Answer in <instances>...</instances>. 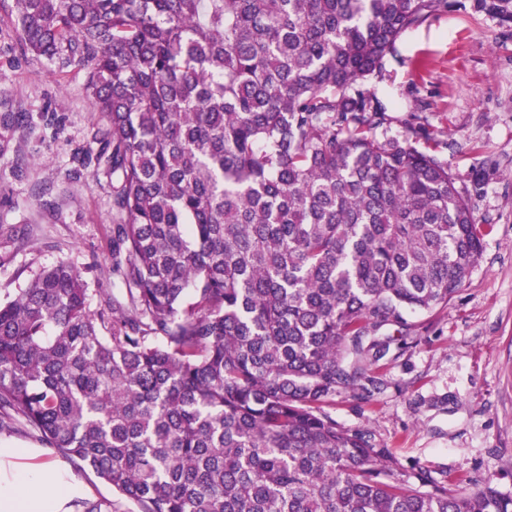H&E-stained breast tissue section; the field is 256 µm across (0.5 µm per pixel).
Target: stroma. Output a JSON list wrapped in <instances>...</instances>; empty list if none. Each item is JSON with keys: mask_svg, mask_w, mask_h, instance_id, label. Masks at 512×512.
<instances>
[{"mask_svg": "<svg viewBox=\"0 0 512 512\" xmlns=\"http://www.w3.org/2000/svg\"><path fill=\"white\" fill-rule=\"evenodd\" d=\"M12 0H0V103L33 115L0 157V300L42 269L81 273L92 311L123 289L112 270V189L89 173L70 177L89 145L94 112L82 75L60 78L12 37ZM386 108L385 130L444 161L460 187L478 189L490 224L479 266L447 307L412 315L414 341L383 365L370 403L340 397L329 411L367 428L403 472L437 480L493 477L512 491V28L470 7L441 11L405 31L380 73L364 84ZM56 113L60 124L42 120Z\"/></svg>", "mask_w": 512, "mask_h": 512, "instance_id": "stroma-1", "label": "stroma"}]
</instances>
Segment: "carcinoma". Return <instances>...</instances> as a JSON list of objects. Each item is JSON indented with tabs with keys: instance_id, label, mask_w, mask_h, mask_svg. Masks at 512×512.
<instances>
[{
	"instance_id": "carcinoma-1",
	"label": "carcinoma",
	"mask_w": 512,
	"mask_h": 512,
	"mask_svg": "<svg viewBox=\"0 0 512 512\" xmlns=\"http://www.w3.org/2000/svg\"><path fill=\"white\" fill-rule=\"evenodd\" d=\"M458 0H13L28 51L82 73L105 122L72 175L112 186L93 313L66 264L0 301V431L137 512H512L487 477L401 478L325 410L470 277L487 225L437 155L376 135L360 89L399 37ZM512 26V0H470ZM27 112L0 115V154Z\"/></svg>"
}]
</instances>
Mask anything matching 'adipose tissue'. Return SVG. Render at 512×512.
<instances>
[{
  "label": "adipose tissue",
  "mask_w": 512,
  "mask_h": 512,
  "mask_svg": "<svg viewBox=\"0 0 512 512\" xmlns=\"http://www.w3.org/2000/svg\"><path fill=\"white\" fill-rule=\"evenodd\" d=\"M35 448H0V512H70L69 502L82 488L62 465L39 463ZM43 493L34 498L31 487Z\"/></svg>",
  "instance_id": "obj_1"
}]
</instances>
